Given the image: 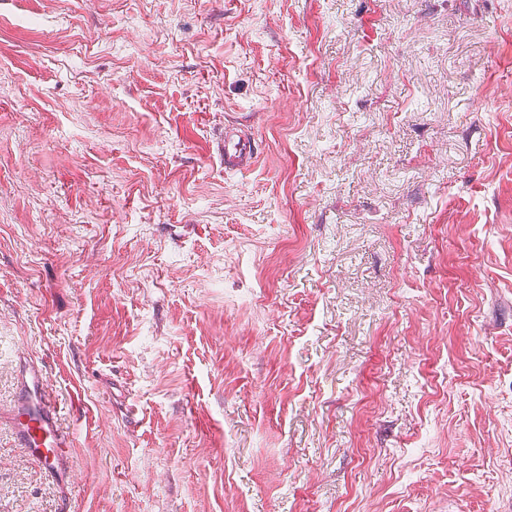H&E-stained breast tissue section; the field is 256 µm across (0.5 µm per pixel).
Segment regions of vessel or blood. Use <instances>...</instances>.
Segmentation results:
<instances>
[{
    "label": "vessel or blood",
    "mask_w": 512,
    "mask_h": 512,
    "mask_svg": "<svg viewBox=\"0 0 512 512\" xmlns=\"http://www.w3.org/2000/svg\"><path fill=\"white\" fill-rule=\"evenodd\" d=\"M257 159L255 143L240 123L224 127V168L231 172L250 171ZM60 407L43 367L22 364L17 397L10 422L18 444L54 480L63 478L66 461L73 446L69 433L59 425Z\"/></svg>",
    "instance_id": "b4317fda"
}]
</instances>
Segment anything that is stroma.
Returning <instances> with one entry per match:
<instances>
[{
	"instance_id": "1",
	"label": "stroma",
	"mask_w": 512,
	"mask_h": 512,
	"mask_svg": "<svg viewBox=\"0 0 512 512\" xmlns=\"http://www.w3.org/2000/svg\"><path fill=\"white\" fill-rule=\"evenodd\" d=\"M0 512H512V0H0ZM257 159L254 138L245 131V125H224V169L244 173L250 171ZM17 397L10 414L15 440L45 474L62 479L73 439L59 425L60 407L47 372L22 357Z\"/></svg>"
}]
</instances>
